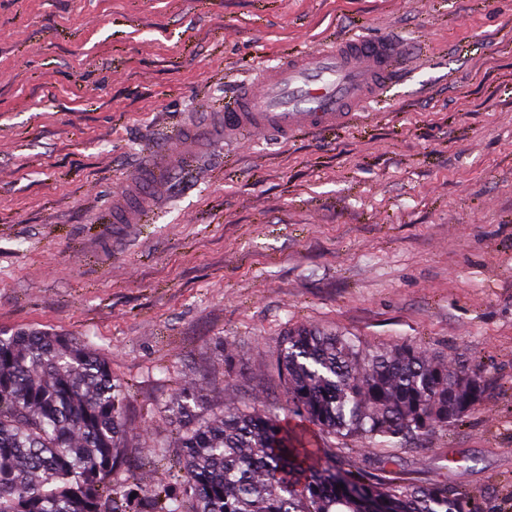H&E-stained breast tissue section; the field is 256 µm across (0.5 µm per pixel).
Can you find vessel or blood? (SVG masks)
<instances>
[{
    "mask_svg": "<svg viewBox=\"0 0 512 512\" xmlns=\"http://www.w3.org/2000/svg\"><path fill=\"white\" fill-rule=\"evenodd\" d=\"M407 57L396 41L362 36L283 55L241 86L223 111L182 133L166 157L152 159L123 183L113 199L112 223H142L174 167L194 162L205 142L255 134L285 141L313 129L345 127L396 82Z\"/></svg>",
    "mask_w": 512,
    "mask_h": 512,
    "instance_id": "vessel-or-blood-1",
    "label": "vessel or blood"
}]
</instances>
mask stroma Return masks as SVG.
Here are the masks:
<instances>
[{
    "label": "stroma",
    "instance_id": "35a3bbf8",
    "mask_svg": "<svg viewBox=\"0 0 512 512\" xmlns=\"http://www.w3.org/2000/svg\"><path fill=\"white\" fill-rule=\"evenodd\" d=\"M409 69L336 134L248 137L175 175L143 224L120 183L238 81L332 38ZM411 340L486 380L401 477L512 512V0H0V332L88 341L125 385L130 465L165 478V412L292 408L288 330Z\"/></svg>",
    "mask_w": 512,
    "mask_h": 512
}]
</instances>
